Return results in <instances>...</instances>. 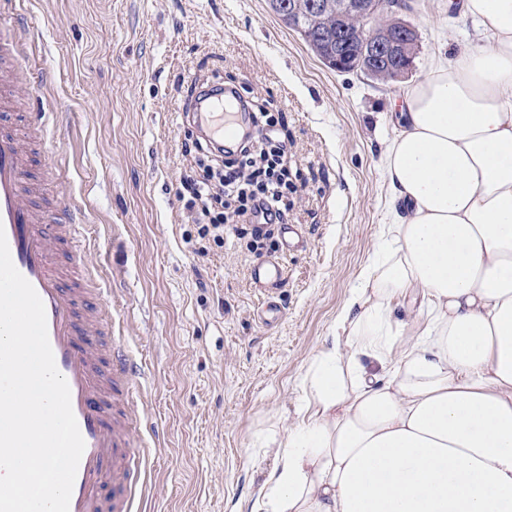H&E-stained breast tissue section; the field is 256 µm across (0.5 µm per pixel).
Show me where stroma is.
Masks as SVG:
<instances>
[{
    "label": "stroma",
    "mask_w": 512,
    "mask_h": 512,
    "mask_svg": "<svg viewBox=\"0 0 512 512\" xmlns=\"http://www.w3.org/2000/svg\"><path fill=\"white\" fill-rule=\"evenodd\" d=\"M462 0H413V67L381 84L326 67L267 0H16L30 30L28 112L55 109L47 180L79 204V241L108 290L112 334L146 371L135 394L150 448L139 512H248L296 423L303 383L388 220L382 155L395 136L391 98L478 43ZM233 79L272 102L294 178L287 221L263 254L284 256L283 310L263 323L249 225L223 246L198 235L176 195L194 166L181 111L203 78Z\"/></svg>",
    "instance_id": "stroma-1"
}]
</instances>
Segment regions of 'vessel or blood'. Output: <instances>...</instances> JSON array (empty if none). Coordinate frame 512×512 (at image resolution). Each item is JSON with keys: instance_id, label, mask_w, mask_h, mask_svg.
I'll list each match as a JSON object with an SVG mask.
<instances>
[{"instance_id": "1", "label": "vessel or blood", "mask_w": 512, "mask_h": 512, "mask_svg": "<svg viewBox=\"0 0 512 512\" xmlns=\"http://www.w3.org/2000/svg\"><path fill=\"white\" fill-rule=\"evenodd\" d=\"M26 51L21 32L0 23V228L17 270L44 303L58 371L67 380L85 450L73 486L70 512H137L146 445L135 440L140 417L132 399L140 366L113 339L107 294L77 246L82 211L57 209L44 196V176L32 169L48 149L49 115H16ZM184 113L210 140L232 148L246 131L235 96L219 81L208 84ZM283 261L254 264L251 278L263 309L279 313L274 299Z\"/></svg>"}]
</instances>
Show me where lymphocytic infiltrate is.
<instances>
[{
  "mask_svg": "<svg viewBox=\"0 0 512 512\" xmlns=\"http://www.w3.org/2000/svg\"><path fill=\"white\" fill-rule=\"evenodd\" d=\"M251 133L218 165L197 158L200 178L190 181L186 206L197 214L201 236L223 245L225 233L237 223L251 227L255 242L271 238L273 227L285 223L291 186L280 169L288 145L277 135L273 112L250 114Z\"/></svg>",
  "mask_w": 512,
  "mask_h": 512,
  "instance_id": "f902f5d3",
  "label": "lymphocytic infiltrate"
}]
</instances>
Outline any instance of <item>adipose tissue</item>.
I'll return each mask as SVG.
<instances>
[{
    "label": "adipose tissue",
    "instance_id": "obj_1",
    "mask_svg": "<svg viewBox=\"0 0 512 512\" xmlns=\"http://www.w3.org/2000/svg\"><path fill=\"white\" fill-rule=\"evenodd\" d=\"M462 11L487 40L404 91L390 221L250 512H512V0Z\"/></svg>",
    "mask_w": 512,
    "mask_h": 512
}]
</instances>
